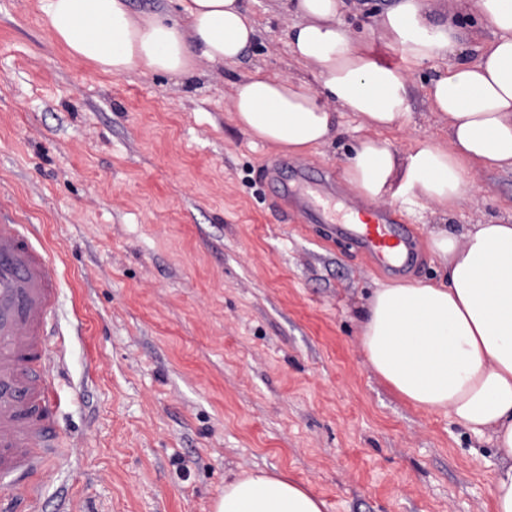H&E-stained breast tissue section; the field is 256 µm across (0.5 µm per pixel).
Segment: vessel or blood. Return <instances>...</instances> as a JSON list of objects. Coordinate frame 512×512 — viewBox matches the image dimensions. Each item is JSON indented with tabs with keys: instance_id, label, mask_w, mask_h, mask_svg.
Segmentation results:
<instances>
[{
	"instance_id": "obj_1",
	"label": "vessel or blood",
	"mask_w": 512,
	"mask_h": 512,
	"mask_svg": "<svg viewBox=\"0 0 512 512\" xmlns=\"http://www.w3.org/2000/svg\"><path fill=\"white\" fill-rule=\"evenodd\" d=\"M334 231L379 266L407 269L411 236L397 211L352 205ZM60 274L34 225L0 222V489L34 498L46 462L62 458L52 371L63 343L52 331Z\"/></svg>"
}]
</instances>
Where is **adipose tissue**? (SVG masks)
Segmentation results:
<instances>
[{
	"instance_id": "adipose-tissue-1",
	"label": "adipose tissue",
	"mask_w": 512,
	"mask_h": 512,
	"mask_svg": "<svg viewBox=\"0 0 512 512\" xmlns=\"http://www.w3.org/2000/svg\"><path fill=\"white\" fill-rule=\"evenodd\" d=\"M435 0H397L381 22L404 66L378 59L343 27L345 0H282L296 16L287 32L293 58L319 82L258 68L236 84L234 120L252 139L302 156L335 138L337 114L355 115L369 138L352 147L345 179L361 198L423 199L451 212L470 167L512 171V0H473L491 38L456 22L434 23ZM179 12L135 13L125 0H37L53 39L68 55L108 74L139 69L192 75L196 61L237 62L257 35L240 0H177ZM477 58L460 61L467 40ZM456 65L431 80L427 98L448 143L417 141L397 151L379 133L412 121L411 71L439 58ZM443 274L427 284H384L367 302L362 344L374 372L414 407L441 411L488 437L502 464L495 512H512V224L478 223L461 235L431 233ZM303 484L276 472L226 481L215 512H324Z\"/></svg>"
}]
</instances>
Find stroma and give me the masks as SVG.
Wrapping results in <instances>:
<instances>
[{"mask_svg": "<svg viewBox=\"0 0 512 512\" xmlns=\"http://www.w3.org/2000/svg\"><path fill=\"white\" fill-rule=\"evenodd\" d=\"M341 22L391 64L380 40L393 0H347ZM259 36L246 57L190 77L111 75L55 43L36 0H0V221L36 225L59 266L54 369L61 435L39 512H214L224 479L282 472L325 512H493L491 443L417 410L371 369L361 306L378 285L439 277L432 230L512 216V172L473 170L447 217L401 211L420 262L396 274L327 225L286 212L284 189L333 183L344 219L345 154L367 137L352 113L333 144L283 160L233 119L235 83L263 68L314 82L278 0H243ZM410 83L399 151L447 144L426 87Z\"/></svg>", "mask_w": 512, "mask_h": 512, "instance_id": "obj_1", "label": "stroma"}]
</instances>
